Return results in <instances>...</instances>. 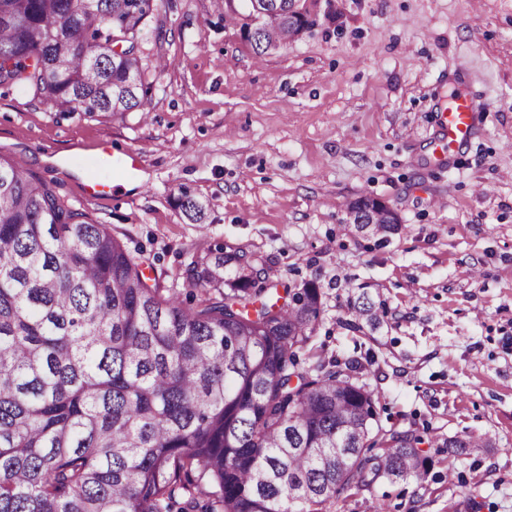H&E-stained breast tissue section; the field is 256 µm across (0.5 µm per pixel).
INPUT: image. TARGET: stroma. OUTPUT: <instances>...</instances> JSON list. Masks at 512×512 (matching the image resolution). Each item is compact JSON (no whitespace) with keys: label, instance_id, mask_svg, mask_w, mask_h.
I'll use <instances>...</instances> for the list:
<instances>
[{"label":"stroma","instance_id":"1","mask_svg":"<svg viewBox=\"0 0 512 512\" xmlns=\"http://www.w3.org/2000/svg\"><path fill=\"white\" fill-rule=\"evenodd\" d=\"M313 27L256 57L211 0H162L138 39L144 110L64 116L0 87V156L109 225L182 286L191 248H239L280 284L315 282L319 353L369 357L383 428L413 431L424 481L336 512H512V0H312ZM471 90L473 139L444 157L440 108ZM139 149L131 188L86 198L102 142ZM189 194L205 220H188ZM384 202L387 242L347 206ZM367 291L378 320L350 328ZM488 440L456 464L442 446Z\"/></svg>","mask_w":512,"mask_h":512}]
</instances>
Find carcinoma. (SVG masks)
<instances>
[{
	"instance_id": "carcinoma-1",
	"label": "carcinoma",
	"mask_w": 512,
	"mask_h": 512,
	"mask_svg": "<svg viewBox=\"0 0 512 512\" xmlns=\"http://www.w3.org/2000/svg\"><path fill=\"white\" fill-rule=\"evenodd\" d=\"M159 2L0 0V86L64 115L140 108L137 38ZM246 2L215 6L258 57L308 26L305 0H264L280 18L269 26ZM180 207L202 220L190 196ZM348 212L395 228L374 199ZM150 267L0 156V512H334L425 479L422 438L378 426L358 362L311 346L315 283L280 290L242 250H196L186 306ZM349 309L377 320L365 293ZM488 445L449 437L448 471Z\"/></svg>"
}]
</instances>
